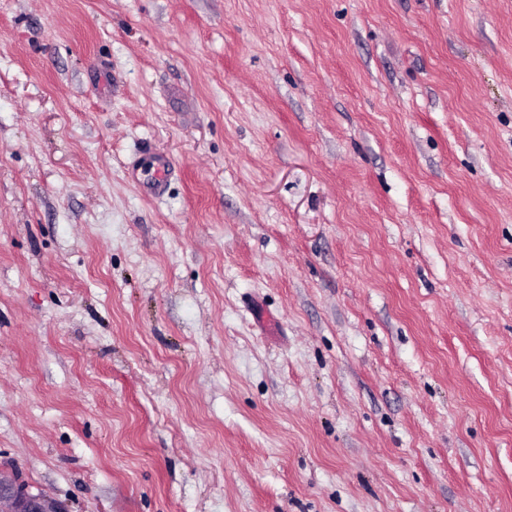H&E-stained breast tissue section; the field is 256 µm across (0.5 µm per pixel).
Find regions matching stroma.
Wrapping results in <instances>:
<instances>
[{"label":"stroma","instance_id":"stroma-1","mask_svg":"<svg viewBox=\"0 0 512 512\" xmlns=\"http://www.w3.org/2000/svg\"><path fill=\"white\" fill-rule=\"evenodd\" d=\"M0 467L512 512V0H0ZM169 161L166 157H152L149 161V170L151 172V189L155 195L164 192L166 180L169 172Z\"/></svg>","mask_w":512,"mask_h":512}]
</instances>
